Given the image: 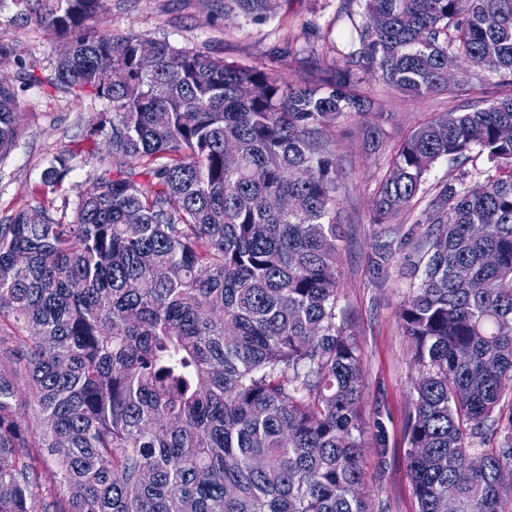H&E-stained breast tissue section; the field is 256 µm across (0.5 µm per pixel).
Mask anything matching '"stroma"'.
<instances>
[{"instance_id": "obj_1", "label": "stroma", "mask_w": 512, "mask_h": 512, "mask_svg": "<svg viewBox=\"0 0 512 512\" xmlns=\"http://www.w3.org/2000/svg\"><path fill=\"white\" fill-rule=\"evenodd\" d=\"M266 13L253 16L225 10L219 0H106V24L113 35L130 33L164 38L226 61L261 65L297 82L316 70L343 67L336 51L342 42L338 14L361 12L359 0H271ZM24 0H0V42L16 46L17 55L0 63V81L13 86L18 100L16 143L0 160V222L54 198L55 216L69 220L91 167L84 149L107 158L103 142L89 144L87 134L109 112L104 102L79 97L62 88L26 85L24 74L50 75L56 38L35 22L20 20ZM355 84L374 102L380 143L372 145L357 117L348 115L332 127L336 159V196L340 203L338 310L357 346L363 374L361 489L375 512H417L406 469L405 423L411 382L417 375L410 343L398 311L418 281L411 275L417 255L410 244L413 212L373 221L372 204L398 146L412 130L465 103L488 106L504 93L495 74L475 67L455 94L409 96L387 88L373 73L359 71ZM68 158L71 171L56 192L41 183L53 159ZM485 156L470 153L458 164L438 160L426 176L424 195L459 173L465 185L482 184ZM393 241L395 251L383 269L371 257L377 243Z\"/></svg>"}]
</instances>
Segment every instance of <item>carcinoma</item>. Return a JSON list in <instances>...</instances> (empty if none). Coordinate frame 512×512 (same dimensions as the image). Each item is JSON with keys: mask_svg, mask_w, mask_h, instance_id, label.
<instances>
[{"mask_svg": "<svg viewBox=\"0 0 512 512\" xmlns=\"http://www.w3.org/2000/svg\"><path fill=\"white\" fill-rule=\"evenodd\" d=\"M247 14L270 0H229ZM331 76L292 83L164 38L112 36L102 0H46L62 41L27 80L105 100L112 141L71 220L0 224V512H374L358 493L357 350L337 312L336 160L366 116L355 71L454 92L458 60L512 87V0H363ZM380 18L383 25L371 21ZM149 53L155 67L143 72ZM112 56V74L97 58ZM0 82V154L15 140ZM512 93L416 127L374 197L414 206L443 157L474 149L415 223L418 288L398 318L418 367L406 421L418 512H512ZM70 171L55 159L43 184ZM33 394L34 427L20 422ZM481 447H476L475 440Z\"/></svg>", "mask_w": 512, "mask_h": 512, "instance_id": "carcinoma-1", "label": "carcinoma"}]
</instances>
